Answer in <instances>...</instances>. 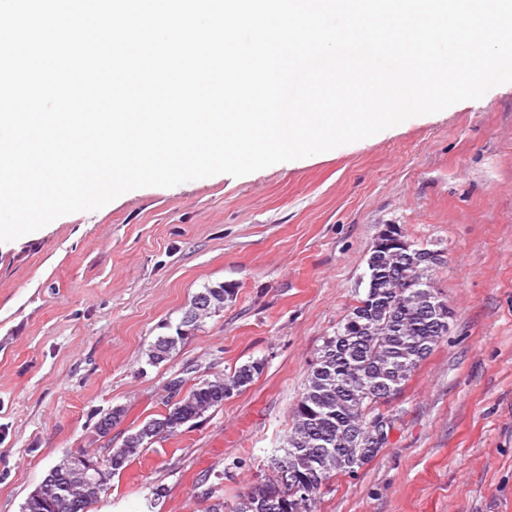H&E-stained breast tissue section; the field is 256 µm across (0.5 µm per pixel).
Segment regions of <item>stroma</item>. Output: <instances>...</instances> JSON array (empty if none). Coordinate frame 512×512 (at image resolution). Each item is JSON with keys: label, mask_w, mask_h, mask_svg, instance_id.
<instances>
[{"label": "stroma", "mask_w": 512, "mask_h": 512, "mask_svg": "<svg viewBox=\"0 0 512 512\" xmlns=\"http://www.w3.org/2000/svg\"><path fill=\"white\" fill-rule=\"evenodd\" d=\"M440 252L448 334L384 413L390 445L317 512H512V85L360 141L233 177L127 192L0 243V512L68 453L120 447L184 386L261 360L243 391L153 443L93 512H197L268 472L326 336L362 298L380 230ZM233 298L146 362L204 286ZM119 406L110 437L94 425ZM233 479H224V469Z\"/></svg>", "instance_id": "stroma-1"}]
</instances>
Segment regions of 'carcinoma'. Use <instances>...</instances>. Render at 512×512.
Returning a JSON list of instances; mask_svg holds the SVG:
<instances>
[{
	"label": "carcinoma",
	"mask_w": 512,
	"mask_h": 512,
	"mask_svg": "<svg viewBox=\"0 0 512 512\" xmlns=\"http://www.w3.org/2000/svg\"><path fill=\"white\" fill-rule=\"evenodd\" d=\"M434 251L413 242L408 247L379 250L367 259L364 296L325 338L319 356L310 365L301 396L291 415V428L283 454L271 462L272 476L252 485L227 507L210 492L213 502L203 512H315L323 485L334 475L355 474L390 444L373 441L374 422L393 418L379 406L398 394L421 362L448 335V304L432 286L438 266ZM235 286H206L199 294L208 305L184 311L176 334L159 336L147 349L148 364L169 359L183 340L185 320L197 316L196 325L221 311ZM251 361L233 373L193 384L184 397L158 418H151L112 449L113 477L122 472L150 445L178 432L186 423L224 404L246 389L263 369ZM46 502L29 505L22 512H85L88 499L98 500L111 489L106 482L91 496L70 478L65 461L48 472Z\"/></svg>",
	"instance_id": "1"
}]
</instances>
